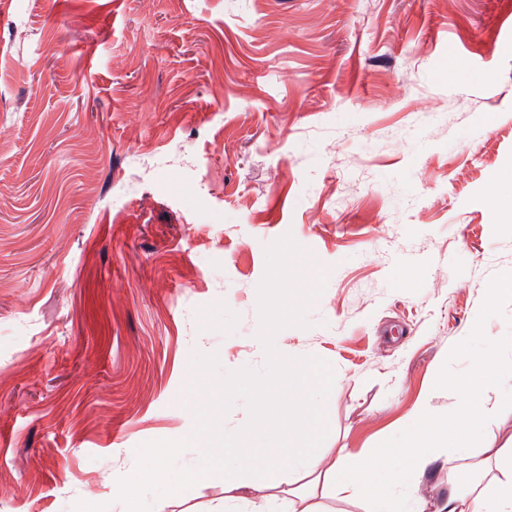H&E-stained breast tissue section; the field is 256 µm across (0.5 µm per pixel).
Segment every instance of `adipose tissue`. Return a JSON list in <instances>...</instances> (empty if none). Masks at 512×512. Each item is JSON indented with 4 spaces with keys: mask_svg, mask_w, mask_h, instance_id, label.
Listing matches in <instances>:
<instances>
[{
    "mask_svg": "<svg viewBox=\"0 0 512 512\" xmlns=\"http://www.w3.org/2000/svg\"><path fill=\"white\" fill-rule=\"evenodd\" d=\"M494 375L489 358H475L468 378L456 386L455 423L433 417L429 402H422L416 428L401 445L388 443L368 454L334 458L313 448L289 449V465L308 478L311 489H288V512H325L312 492L316 486L341 501H361L379 512H425L426 498L412 480L439 458L448 465V494L438 500L434 512H512V448H498L492 456L471 460L472 435L465 424L479 400L481 381ZM193 445L205 451L202 470L223 468L225 496L210 512H273L275 481L263 485L243 478L240 462L248 460L253 470L262 473L278 459L279 449L252 447L241 439L237 453L231 455L211 447L202 433L194 437ZM375 471L382 472V479L371 480Z\"/></svg>",
    "mask_w": 512,
    "mask_h": 512,
    "instance_id": "adipose-tissue-1",
    "label": "adipose tissue"
}]
</instances>
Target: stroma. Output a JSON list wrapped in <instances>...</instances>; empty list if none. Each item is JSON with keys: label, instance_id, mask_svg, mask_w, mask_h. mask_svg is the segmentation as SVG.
Masks as SVG:
<instances>
[{"label": "stroma", "instance_id": "1", "mask_svg": "<svg viewBox=\"0 0 512 512\" xmlns=\"http://www.w3.org/2000/svg\"><path fill=\"white\" fill-rule=\"evenodd\" d=\"M286 234L326 285L276 346L330 363L331 454L449 416L476 357L512 373V0H6L0 512H111L191 434L193 351L262 369ZM470 430L512 442V387Z\"/></svg>", "mask_w": 512, "mask_h": 512}]
</instances>
